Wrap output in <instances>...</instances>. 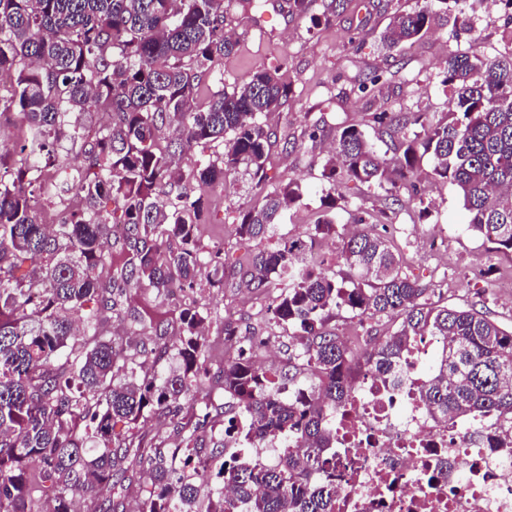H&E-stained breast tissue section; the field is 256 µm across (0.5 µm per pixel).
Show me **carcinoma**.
<instances>
[{"label":"carcinoma","mask_w":512,"mask_h":512,"mask_svg":"<svg viewBox=\"0 0 512 512\" xmlns=\"http://www.w3.org/2000/svg\"><path fill=\"white\" fill-rule=\"evenodd\" d=\"M238 4L258 22L266 12V0ZM438 17L433 6L400 5L381 41L390 49L412 42ZM237 45L224 32V0H0V78L11 85L0 95V119L16 113L27 126L0 153V512H36L43 499L52 512H124L115 489L147 447L155 453L151 483L137 490L139 512H333L318 474L335 437L326 414L345 399L355 370L330 325L341 312L361 326L394 321L370 335L379 372L422 336L446 341L419 390L434 415L512 423V330L473 306L430 302L434 289L404 272L383 235L341 237L340 271H327L313 252L317 238L336 233L343 180L376 186L400 206V187L427 156L434 177L458 191L470 231L512 254V51L450 55L442 84L453 109L436 121L426 112L374 114L393 142L390 157L365 130L339 129L308 239L280 236L276 247L254 251L252 242L275 236L302 189L266 168L272 132L262 118L288 98L283 65L196 103L202 77ZM93 110L111 121L90 137L81 116ZM216 143L222 151L196 160L193 176L222 185L225 170L244 164L258 190L239 214L245 252L231 263L224 241L200 242L210 214L203 199L172 182L182 156ZM51 170L59 175L47 182ZM47 197L63 211L56 224L43 223ZM114 226L120 235L110 242ZM229 278L259 296L281 284L267 315L288 339L284 371L255 366L265 340L250 325L190 299ZM144 288L176 290L183 303L141 309ZM159 309L177 315L180 339L148 349L138 340L145 328L166 335ZM106 317L129 333L96 339ZM213 320L236 352L217 371L201 333ZM288 385L309 395H279ZM216 386L222 403L211 396ZM157 415L170 418L176 447L143 432ZM243 419L258 441L287 444L276 463L217 462L209 448L226 447ZM118 421L128 428L116 436ZM91 437L101 451L88 460ZM226 484L235 497L224 496Z\"/></svg>","instance_id":"carcinoma-1"}]
</instances>
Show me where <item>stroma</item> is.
Wrapping results in <instances>:
<instances>
[{"label": "stroma", "instance_id": "stroma-1", "mask_svg": "<svg viewBox=\"0 0 512 512\" xmlns=\"http://www.w3.org/2000/svg\"><path fill=\"white\" fill-rule=\"evenodd\" d=\"M274 18L254 23L224 0V29L239 43L236 55L217 61L207 79L209 94L231 90L249 81L262 67L281 66L291 92L266 122L271 130V174L294 178L301 185L300 202L284 211L279 234L302 235L321 208V171L330 156L337 128L365 129L378 151L390 146L372 121L377 112L421 110L438 117L448 110L449 93L441 84L440 68L449 54L479 47L488 56L503 52L512 41V11L500 0H467L427 34L399 48L386 49L379 33L398 0H312L307 15L289 14L287 0H270ZM381 75L380 93H361L358 84ZM318 126L317 141L304 138ZM182 181L209 206L211 219L199 229L202 244L223 238L224 250L240 255L234 232L238 214L251 206L256 190L245 168L228 171L223 184L206 185L192 178V165L182 162ZM417 186L432 205L431 223H423L413 207L395 212L385 192L358 182L345 184L336 208L337 224H347L361 212L367 229L387 231L410 277L440 289L452 306L475 303L505 328H512V299L503 285L512 279V256L495 251L468 228V215L456 188L432 175L423 161ZM195 297L233 309L261 335H270L261 303L238 285L223 290L204 288Z\"/></svg>", "mask_w": 512, "mask_h": 512}]
</instances>
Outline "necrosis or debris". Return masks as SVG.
Wrapping results in <instances>:
<instances>
[{
    "instance_id": "necrosis-or-debris-1",
    "label": "necrosis or debris",
    "mask_w": 512,
    "mask_h": 512,
    "mask_svg": "<svg viewBox=\"0 0 512 512\" xmlns=\"http://www.w3.org/2000/svg\"><path fill=\"white\" fill-rule=\"evenodd\" d=\"M442 347L422 337L394 375L358 364L326 418L335 512H512V430L488 415L448 422L415 395Z\"/></svg>"
}]
</instances>
